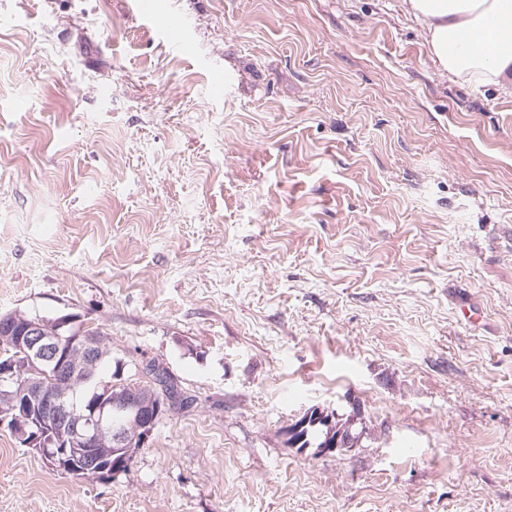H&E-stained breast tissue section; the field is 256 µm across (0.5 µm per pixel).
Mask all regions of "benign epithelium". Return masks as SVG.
Returning <instances> with one entry per match:
<instances>
[{"instance_id": "7a95c632", "label": "benign epithelium", "mask_w": 512, "mask_h": 512, "mask_svg": "<svg viewBox=\"0 0 512 512\" xmlns=\"http://www.w3.org/2000/svg\"><path fill=\"white\" fill-rule=\"evenodd\" d=\"M70 323L68 319L48 330L38 319L14 314L0 317V341L19 350L0 363V395L10 406L0 413V428L8 429L23 446L64 473L74 470L71 456L96 444L107 442L116 453L146 447L162 419L150 392L126 391L122 371L117 375L119 381L105 384L92 405L79 412L68 408L59 393L44 388L42 376L51 373L72 381L88 362L106 356L96 336L80 331L64 338L59 329ZM20 364L30 377L17 387L14 379Z\"/></svg>"}]
</instances>
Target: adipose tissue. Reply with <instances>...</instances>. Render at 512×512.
<instances>
[{
  "instance_id": "1",
  "label": "adipose tissue",
  "mask_w": 512,
  "mask_h": 512,
  "mask_svg": "<svg viewBox=\"0 0 512 512\" xmlns=\"http://www.w3.org/2000/svg\"><path fill=\"white\" fill-rule=\"evenodd\" d=\"M440 70L476 85L512 75V0H402Z\"/></svg>"
}]
</instances>
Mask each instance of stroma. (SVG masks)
I'll use <instances>...</instances> for the list:
<instances>
[{
  "instance_id": "obj_1",
  "label": "stroma",
  "mask_w": 512,
  "mask_h": 512,
  "mask_svg": "<svg viewBox=\"0 0 512 512\" xmlns=\"http://www.w3.org/2000/svg\"><path fill=\"white\" fill-rule=\"evenodd\" d=\"M15 310L196 405L108 482L0 431V512H512V84L441 72L401 0H0ZM314 406L358 443L290 446Z\"/></svg>"
}]
</instances>
